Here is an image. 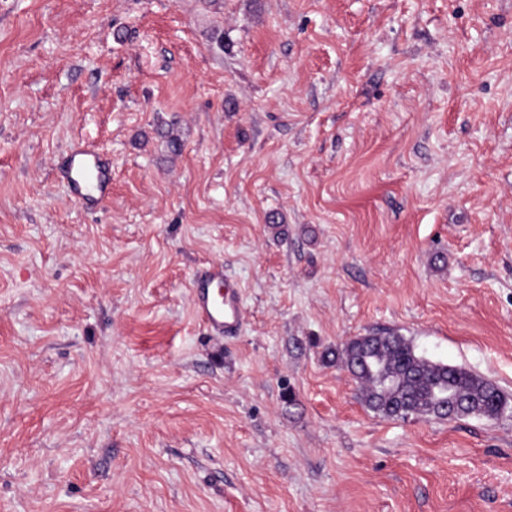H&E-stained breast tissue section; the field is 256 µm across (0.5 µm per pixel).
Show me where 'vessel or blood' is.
Listing matches in <instances>:
<instances>
[{"label": "vessel or blood", "instance_id": "obj_1", "mask_svg": "<svg viewBox=\"0 0 512 512\" xmlns=\"http://www.w3.org/2000/svg\"><path fill=\"white\" fill-rule=\"evenodd\" d=\"M66 177L77 200L98 203L111 193L112 165L102 154L73 151L66 162ZM192 305L197 317L217 334L232 333L242 321L240 292L218 266L205 269L194 279Z\"/></svg>", "mask_w": 512, "mask_h": 512}]
</instances>
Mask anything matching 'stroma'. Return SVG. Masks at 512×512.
<instances>
[{"label": "stroma", "mask_w": 512, "mask_h": 512, "mask_svg": "<svg viewBox=\"0 0 512 512\" xmlns=\"http://www.w3.org/2000/svg\"><path fill=\"white\" fill-rule=\"evenodd\" d=\"M392 330L512 398V0H0V512H512L322 360ZM66 177L75 199L98 203L111 193L112 164L100 153L77 149L67 159ZM192 305L196 316L217 334H230L242 321L237 286L224 279V269L211 266L194 279Z\"/></svg>", "instance_id": "1"}]
</instances>
